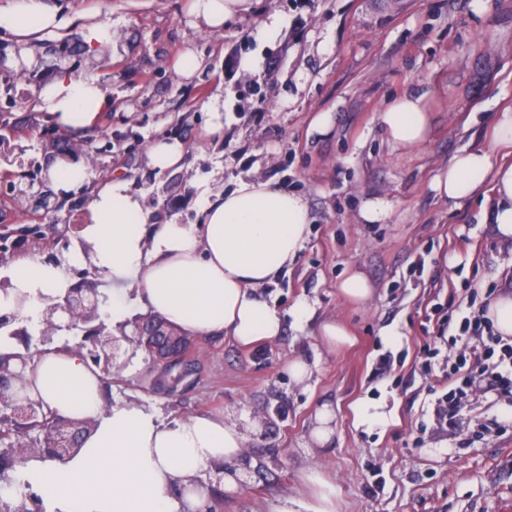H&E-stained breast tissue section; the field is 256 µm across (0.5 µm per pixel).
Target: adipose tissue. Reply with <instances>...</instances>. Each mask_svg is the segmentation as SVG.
Returning a JSON list of instances; mask_svg holds the SVG:
<instances>
[{"instance_id":"ef3b65f1","label":"adipose tissue","mask_w":512,"mask_h":512,"mask_svg":"<svg viewBox=\"0 0 512 512\" xmlns=\"http://www.w3.org/2000/svg\"><path fill=\"white\" fill-rule=\"evenodd\" d=\"M253 0H190L192 25L223 32L251 12ZM47 0H9L0 7V31L29 45L62 28ZM38 100L53 121L73 135L94 126L105 100L96 77L60 74L43 85ZM380 121L396 145L424 143L429 117L422 96L406 94L386 106ZM491 188V225L512 247V164L492 165L480 147L454 155L431 183L436 197L465 200ZM142 199L120 178L94 189L81 235L90 258L111 279L112 331L128 329L135 315L161 316L192 336H229L249 346L276 340L277 310L261 290L286 271L305 241L312 217L308 201L270 180L240 181L233 191L205 198L197 224H151ZM0 314L38 320L64 295L63 267L36 258L5 270ZM27 389L53 412L95 427L66 463L32 461L25 477L50 503L49 512H198L207 489L196 480L207 465L233 463L245 438L222 417L194 415L161 422L136 402L105 407L100 371L75 351L51 348L36 355ZM307 499L282 497L277 512H336V487L320 473L306 475Z\"/></svg>"}]
</instances>
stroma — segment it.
I'll return each mask as SVG.
<instances>
[{"label": "stroma", "instance_id": "obj_1", "mask_svg": "<svg viewBox=\"0 0 512 512\" xmlns=\"http://www.w3.org/2000/svg\"><path fill=\"white\" fill-rule=\"evenodd\" d=\"M48 2L65 26L35 47L37 71L14 68L18 49L0 33L8 61L0 118L13 129L0 172L35 180L70 155L89 166V189L50 198L46 240L77 243L91 186L116 175L160 223H198L204 197L253 178L304 196L313 214L294 264L263 289L282 319L277 341L194 337L199 372L171 393L153 389L160 366L130 346L105 404L139 401L163 420L221 414L236 423L245 448L228 467L234 488L214 466L198 474L219 512H276L280 497L302 494L313 469L335 483L338 512H512V396L476 387L447 423L434 415L451 388L448 367L465 350L435 341V328L484 312L512 271V250L485 222L489 203L445 202L430 188L462 148L506 159L492 129L512 108V0H257L254 14L220 34L190 27L188 0ZM87 14L110 25L111 54L75 49L66 63L73 77L95 75L106 96L100 126L112 150L102 155L49 121L37 99L59 51L83 37ZM274 15L277 34L258 38ZM187 49L203 60L189 81L172 68ZM411 92L425 98L428 138L397 147L379 115ZM213 97L224 104L220 141L205 136ZM321 115L329 118L322 134L312 128ZM170 133L185 143L183 166L153 171L147 150ZM377 199L387 216L365 222L363 206ZM354 271L374 289L367 305L339 292ZM302 303L311 315L300 320ZM327 319L348 329L351 344L323 340ZM294 360L307 363L305 381L290 376ZM379 403L386 420L361 423L360 407ZM325 406L334 432L320 444L312 430Z\"/></svg>", "mask_w": 512, "mask_h": 512}]
</instances>
